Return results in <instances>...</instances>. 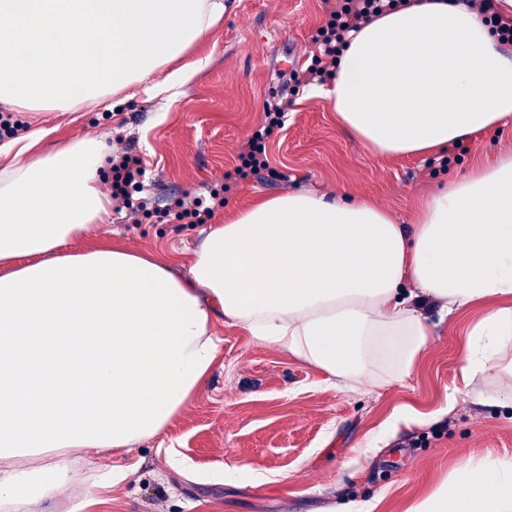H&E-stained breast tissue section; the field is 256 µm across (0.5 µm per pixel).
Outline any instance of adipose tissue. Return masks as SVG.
<instances>
[{
	"instance_id": "obj_1",
	"label": "adipose tissue",
	"mask_w": 512,
	"mask_h": 512,
	"mask_svg": "<svg viewBox=\"0 0 512 512\" xmlns=\"http://www.w3.org/2000/svg\"><path fill=\"white\" fill-rule=\"evenodd\" d=\"M229 6L0 0V102L77 112L136 86L176 99L196 67L164 66ZM312 94L371 153L442 152L512 123V51L461 0H403L350 35ZM44 135L0 148V512L57 503L78 482L111 488L118 476L98 455L160 436L202 390L219 315L356 391L403 381L436 323L479 306L462 390L512 407L511 393L482 387L512 375V154L429 190L408 229L367 200L257 197L209 226L179 277L162 255L84 247L112 221L108 147L82 137L43 153ZM72 450L84 469L65 460ZM480 473L440 481L408 512H512V462Z\"/></svg>"
}]
</instances>
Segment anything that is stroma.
<instances>
[{"label":"stroma","instance_id":"stroma-1","mask_svg":"<svg viewBox=\"0 0 512 512\" xmlns=\"http://www.w3.org/2000/svg\"><path fill=\"white\" fill-rule=\"evenodd\" d=\"M327 0H235L223 21L199 40L185 62L207 67L176 100L130 90L123 111L14 112L19 123L49 128L52 151L84 136L123 139L140 154L146 194L163 205L205 195L234 171L239 145L262 123L265 106L289 100L284 128L267 140L272 175L240 183L215 220L259 195L313 190L329 198H365L396 223H412L420 197L446 172L478 155L512 152V124L474 135L447 154L375 155L339 128L327 101L306 95L287 68L305 69ZM200 224L127 223L113 213L101 237L173 257L179 274L203 237ZM480 309L439 325L403 382L358 394L336 388L319 370L217 320L222 358L207 385L160 437L131 451L104 452L101 467L122 473L112 489L87 502L73 486L60 512H337L351 501L376 500L373 512H407L442 478L461 467L512 461V408H484L457 395L442 422L383 423L397 410L431 413L458 384L463 346ZM446 408V407H445Z\"/></svg>","mask_w":512,"mask_h":512}]
</instances>
